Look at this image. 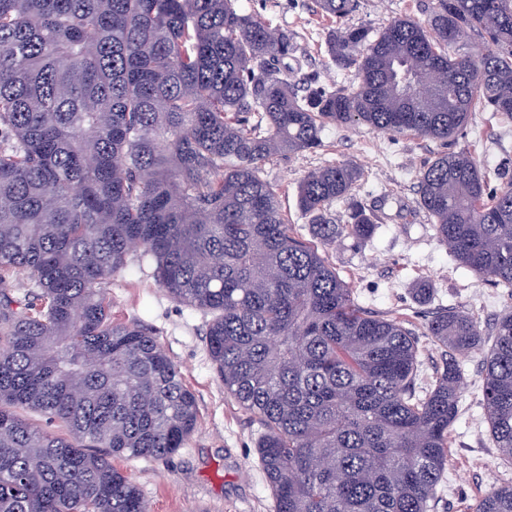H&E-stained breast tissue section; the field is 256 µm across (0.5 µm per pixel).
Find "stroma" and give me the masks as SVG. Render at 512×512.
Segmentation results:
<instances>
[{"label": "stroma", "mask_w": 512, "mask_h": 512, "mask_svg": "<svg viewBox=\"0 0 512 512\" xmlns=\"http://www.w3.org/2000/svg\"><path fill=\"white\" fill-rule=\"evenodd\" d=\"M428 0H360L351 24L380 26L394 18L425 19ZM278 30L292 33L297 51L288 64L298 75L333 86L340 76L325 52L329 23L312 11V0H239ZM322 148L303 155L280 156L264 169L280 189L282 210L304 240L313 235L296 198L297 183L311 169L354 163L363 177L356 198L371 206L382 227L363 243L342 238L323 247L339 275L350 282L367 310L399 318L419 332L422 383L432 381L443 365L444 351L425 336V322L437 309L454 307L474 317L491 334L499 315L512 309V298L475 274L460 268L447 246L439 243L417 204V172L441 147L432 140L390 137L364 127L328 128ZM489 172L512 171V123L489 121L473 113L459 138ZM430 291L420 299L418 289ZM112 319L151 329L161 349L178 367L198 404L197 429L184 448L165 460L113 457V465L143 491L151 512H273V497L260 468L258 425L224 392L208 357L207 317L171 299L150 272H127L107 286ZM462 411L450 430V467L438 512H468L485 490L500 480L499 463L479 403L483 354L459 361Z\"/></svg>", "instance_id": "1"}]
</instances>
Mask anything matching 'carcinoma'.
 <instances>
[{"mask_svg":"<svg viewBox=\"0 0 512 512\" xmlns=\"http://www.w3.org/2000/svg\"><path fill=\"white\" fill-rule=\"evenodd\" d=\"M314 2L336 24V89L296 76L293 36L238 0H0V512H150L112 455L164 458L194 432L195 396L152 330L112 321L106 285L132 262L210 315L208 356L260 427L274 512H436L458 359L479 349L505 474L470 512H512V310L488 337L434 312L425 335L448 358L415 389L416 334L358 303L263 177L330 126L438 141L418 208L461 267L512 293V177L491 185L456 148L475 112L512 122V0H430L426 22L377 28L348 23L358 0ZM361 177L342 163L298 183L323 245L380 228L358 202L336 223Z\"/></svg>","mask_w":512,"mask_h":512,"instance_id":"obj_1","label":"carcinoma"}]
</instances>
